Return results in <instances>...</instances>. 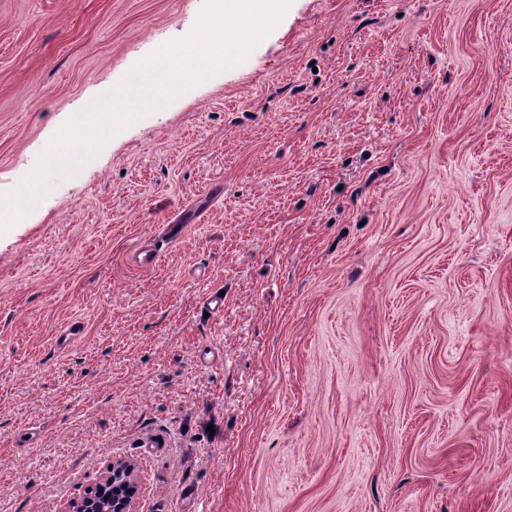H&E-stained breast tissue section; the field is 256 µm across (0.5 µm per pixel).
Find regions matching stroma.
I'll return each mask as SVG.
<instances>
[{"label":"stroma","mask_w":512,"mask_h":512,"mask_svg":"<svg viewBox=\"0 0 512 512\" xmlns=\"http://www.w3.org/2000/svg\"><path fill=\"white\" fill-rule=\"evenodd\" d=\"M202 7L0 0V194ZM115 460L135 512H512V0H292L0 237V512Z\"/></svg>","instance_id":"obj_1"}]
</instances>
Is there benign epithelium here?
<instances>
[{"label":"benign epithelium","mask_w":512,"mask_h":512,"mask_svg":"<svg viewBox=\"0 0 512 512\" xmlns=\"http://www.w3.org/2000/svg\"><path fill=\"white\" fill-rule=\"evenodd\" d=\"M138 495L134 467L119 460L112 463L93 491L70 505L68 512H133Z\"/></svg>","instance_id":"benign-epithelium-1"}]
</instances>
